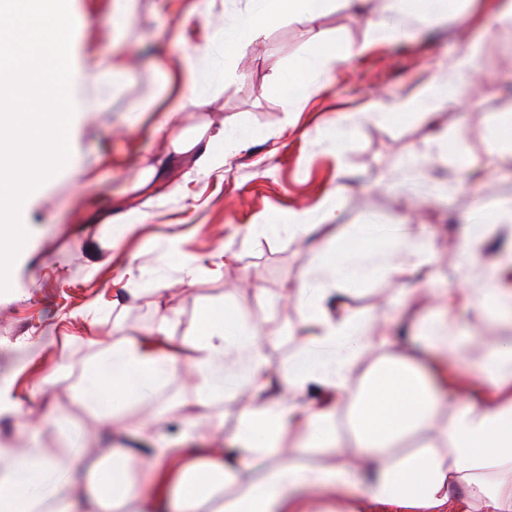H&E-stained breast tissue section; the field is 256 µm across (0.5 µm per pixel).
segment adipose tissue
<instances>
[{
  "mask_svg": "<svg viewBox=\"0 0 512 512\" xmlns=\"http://www.w3.org/2000/svg\"><path fill=\"white\" fill-rule=\"evenodd\" d=\"M56 0H0V40L14 52L0 60V199L18 198L40 185L53 167L70 158L68 128L49 109L60 103L55 80L31 66L29 58L58 52L66 39L68 15ZM239 27L224 35V49L242 51L247 36L282 10L306 15L316 26L333 0H248ZM39 99L43 112L29 110ZM374 229L345 231L330 241L317 261L301 267L296 296L313 332L308 345L283 373H273L258 333L240 313L207 310L194 327V355L183 362L169 347L171 324L161 317L146 337L126 338L108 347L84 374L78 400L119 432L126 405L180 376L199 403L216 394L264 395L262 407L245 404L231 439L240 453L261 460V468L242 476L238 463L211 448H157L147 467L152 491L135 490L132 473L140 461L135 449L116 448L81 480L72 471L74 443L63 437L50 450L37 442L14 448L0 444V512H71L88 498L94 512H202L215 495L218 512H315L311 496H322L316 512H364L390 506L395 512H512V340L489 350L480 365L481 387L467 394L447 366H430L409 356H383L360 382L352 374L362 357L386 345L389 328L375 320L336 318L327 303L345 285L384 269L395 273L431 261V240L411 224L396 225L383 248L370 246ZM509 241L482 277L460 279L440 297L434 317L418 337L431 356L478 337L459 333L448 318L456 302L476 317L512 320V289L500 286L497 270H512V206L494 224H471L455 241L466 266L498 235ZM462 395V404L441 410V387ZM313 399H305V392ZM351 404L349 422L355 445L340 447L336 424L339 402ZM420 434L418 447L399 440ZM296 436L330 462L308 464L286 443Z\"/></svg>",
  "mask_w": 512,
  "mask_h": 512,
  "instance_id": "ef3b65f1",
  "label": "adipose tissue"
}]
</instances>
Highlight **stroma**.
Here are the masks:
<instances>
[{
    "mask_svg": "<svg viewBox=\"0 0 512 512\" xmlns=\"http://www.w3.org/2000/svg\"><path fill=\"white\" fill-rule=\"evenodd\" d=\"M92 2L68 0V51L57 63L96 58L107 65L119 53L125 69L100 111L73 117L70 161L17 210L29 238L0 275V339H52L43 358L24 370L21 386L28 390L55 375L39 409L65 415L79 441L110 444L102 419L83 410L75 388L116 333L144 335L167 314L180 341L204 309L229 312L238 304L270 367L282 371L310 334L300 306L284 300L300 266L314 261L342 225L383 229L409 213L434 235L435 259L402 277L376 271L342 292L334 309L341 317L390 323L398 348L420 310L421 290L451 288L461 274L449 239L512 201V170L488 139L496 121L512 135V29L484 34L496 0H482L477 14L468 0H450L449 22L425 24L416 38L382 41L337 62L323 87L295 110L279 83L307 81L302 63L319 50L310 24L282 16L233 59L224 52V34L238 27L246 0H214L215 33L201 55L194 102L171 117L161 110L171 99L167 73L196 49L190 35L204 23L191 11L195 0H139L130 19ZM382 6V0L337 5L320 22L327 43L369 40L366 20ZM471 39L483 42L479 94L454 107L418 104L422 89L446 77ZM233 66L241 78L225 80ZM380 101L389 106L386 116L367 119ZM220 128L240 137L236 151L225 153L223 141L203 138V130ZM340 131L347 144L341 157L335 154ZM438 134L447 137L449 152L467 153L466 170L450 174L438 159L425 170L415 165ZM177 138L199 145L139 187L147 160ZM330 205L339 206L340 223L323 220ZM301 209L313 215L310 235L256 240L248 234L249 225L276 223ZM108 218L130 225V232L111 241L104 234ZM183 253L195 260L193 276L181 266ZM449 312L482 341L452 358L459 377L472 376L483 350L512 339L511 324L476 319L460 303ZM241 412L240 401L227 394L198 405L195 392L176 379L128 404L121 425L130 441L179 448L187 432L201 447L211 434L232 436Z\"/></svg>",
    "mask_w": 512,
    "mask_h": 512,
    "instance_id": "obj_1",
    "label": "stroma"
}]
</instances>
